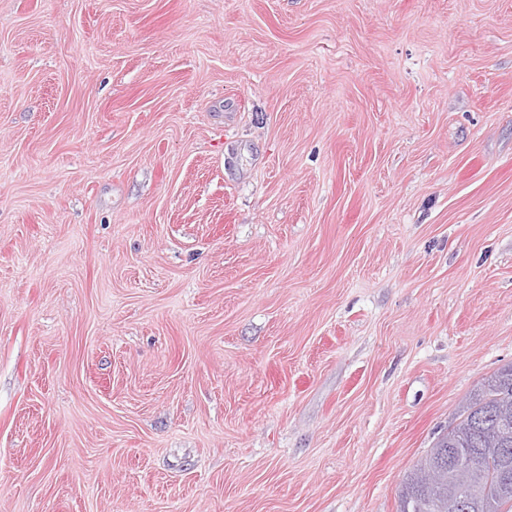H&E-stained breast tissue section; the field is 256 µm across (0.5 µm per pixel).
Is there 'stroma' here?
<instances>
[{"mask_svg":"<svg viewBox=\"0 0 512 512\" xmlns=\"http://www.w3.org/2000/svg\"><path fill=\"white\" fill-rule=\"evenodd\" d=\"M512 364V0H0V512H397Z\"/></svg>","mask_w":512,"mask_h":512,"instance_id":"35a3bbf8","label":"stroma"}]
</instances>
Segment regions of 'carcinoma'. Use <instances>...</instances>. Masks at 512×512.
<instances>
[{
    "instance_id": "carcinoma-1",
    "label": "carcinoma",
    "mask_w": 512,
    "mask_h": 512,
    "mask_svg": "<svg viewBox=\"0 0 512 512\" xmlns=\"http://www.w3.org/2000/svg\"><path fill=\"white\" fill-rule=\"evenodd\" d=\"M506 411L512 417V365L499 369L459 409L456 423L442 432L433 448H459L484 459L483 474L470 485L469 512H512V459L503 460L498 448H512V421L501 424ZM417 467L403 477L397 490L398 509L410 502V512H448V489L428 487Z\"/></svg>"
}]
</instances>
